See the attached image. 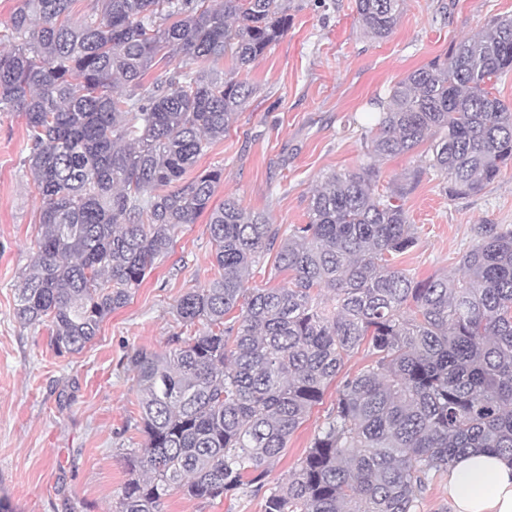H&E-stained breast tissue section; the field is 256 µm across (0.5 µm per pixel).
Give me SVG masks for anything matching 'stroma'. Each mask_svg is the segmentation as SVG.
Here are the masks:
<instances>
[{"label": "stroma", "mask_w": 512, "mask_h": 512, "mask_svg": "<svg viewBox=\"0 0 512 512\" xmlns=\"http://www.w3.org/2000/svg\"><path fill=\"white\" fill-rule=\"evenodd\" d=\"M287 34L243 72L258 87L223 140L195 166L224 170L215 201L232 196L274 223L303 224L322 176L366 163L371 104L410 71L472 37L494 17H512V0H404L389 38L354 24V0H290ZM25 120L0 112V498L14 512H111L129 477L126 458L144 439L133 420L136 392L125 356L166 348L173 334L194 335L172 308L215 274L206 217L183 225L134 298L103 321L81 353L61 356L46 326L21 324L15 286L41 235L38 191L24 163ZM424 147L384 159L378 190L410 176L405 199L418 246L395 258L416 278L454 275L478 224L512 225V167L482 193L455 198L423 171ZM323 401L289 438L268 481H281L309 448L336 399ZM162 512H262L261 498L201 502L174 493Z\"/></svg>", "instance_id": "35a3bbf8"}]
</instances>
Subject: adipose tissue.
<instances>
[{"mask_svg": "<svg viewBox=\"0 0 512 512\" xmlns=\"http://www.w3.org/2000/svg\"><path fill=\"white\" fill-rule=\"evenodd\" d=\"M447 474L451 512H512V462L473 449Z\"/></svg>", "mask_w": 512, "mask_h": 512, "instance_id": "1", "label": "adipose tissue"}]
</instances>
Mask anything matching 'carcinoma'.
Here are the masks:
<instances>
[{"label": "carcinoma", "instance_id": "cac0c4a2", "mask_svg": "<svg viewBox=\"0 0 512 512\" xmlns=\"http://www.w3.org/2000/svg\"><path fill=\"white\" fill-rule=\"evenodd\" d=\"M19 0L0 30V112L25 118L41 237L18 276L16 317L78 354L207 215L215 277L173 312L192 336L126 354L142 448L113 512H161L177 490L213 501L268 488L263 512H417L431 472L471 448L512 460V227L478 224L456 276L417 280L394 259L418 245L379 162L427 142L451 197L512 166V18L454 43L378 101L367 162L322 177L308 221L282 225L233 197L221 168L187 179L253 93L239 73L279 41L288 0ZM404 0H355L380 40ZM230 60L225 71L215 68ZM276 251L288 286L251 288ZM360 370L344 372L359 352ZM343 376L324 426L288 477L268 476Z\"/></svg>", "mask_w": 512, "mask_h": 512}]
</instances>
